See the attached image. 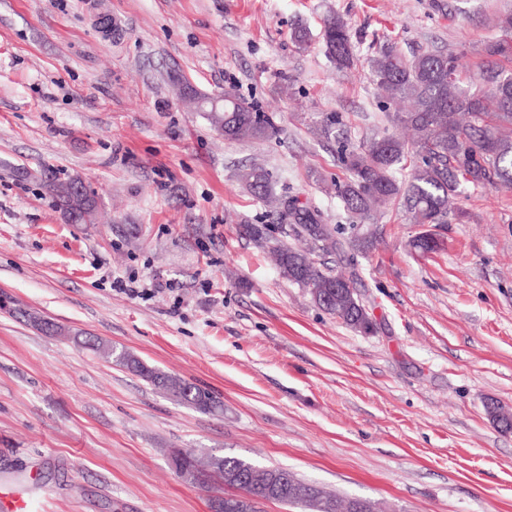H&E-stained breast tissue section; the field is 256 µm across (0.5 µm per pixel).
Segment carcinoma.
<instances>
[{
	"instance_id": "cac0c4a2",
	"label": "carcinoma",
	"mask_w": 512,
	"mask_h": 512,
	"mask_svg": "<svg viewBox=\"0 0 512 512\" xmlns=\"http://www.w3.org/2000/svg\"><path fill=\"white\" fill-rule=\"evenodd\" d=\"M501 35L481 48L484 57L477 77L464 76L457 63L459 53L431 51L411 58L395 46L383 47L370 60L373 82L383 105L409 100L407 111L386 112L389 127L359 143L348 139L342 115L331 113L316 121L321 138L336 144V198L348 223L327 224L321 210L297 198L277 194L272 175L263 167L240 170L238 180L252 194L271 203L275 224H240V235L268 249L283 277L309 291L313 302L346 326L368 331L371 322L357 288V257L375 249L377 225L373 214L393 203L401 206L408 223L420 226L446 224L448 216L464 217L461 207L450 203L467 188L512 187V13L497 20ZM326 55L340 71L354 65L349 29L331 18L325 27ZM200 111L224 138L238 142L268 140L277 128L251 103L224 95V111L211 109L212 97L193 90ZM72 178L51 179L47 189L66 221L78 223L69 202ZM421 253L442 248L436 234L423 231L411 241ZM336 255L349 269H338L318 261ZM88 347L112 358L116 364L165 392L176 401L203 413L222 409L213 393L193 383L147 366L126 350H117L88 339ZM178 476L193 483L204 482L214 473L224 481V495L211 501V512H260V504L245 497L251 493L266 502L295 505L308 512H353L357 499L327 492L296 478L280 467L261 466L238 457L211 458L202 465L195 454L183 449L170 455Z\"/></svg>"
}]
</instances>
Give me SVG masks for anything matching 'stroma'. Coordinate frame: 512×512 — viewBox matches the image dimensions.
<instances>
[{
  "label": "stroma",
  "instance_id": "1",
  "mask_svg": "<svg viewBox=\"0 0 512 512\" xmlns=\"http://www.w3.org/2000/svg\"><path fill=\"white\" fill-rule=\"evenodd\" d=\"M512 0H0V495L32 512H211L224 485L185 482L174 448L280 465L380 512H512V190L468 192V219L377 213L357 264L371 333L320 309L237 232L276 217L238 180L346 215L330 187L337 112L353 142L385 124L369 60L462 52L471 72ZM115 25L97 29V12ZM347 23L355 65L323 32ZM309 39L298 46L295 27ZM269 116L268 141L224 139L171 75ZM81 177L93 223L45 184ZM136 280L145 297L116 289ZM61 326L46 331L42 323ZM207 389L206 414L87 349L88 337ZM324 46L326 55L340 71L351 69L354 65L349 29L336 17L331 18L325 27ZM73 180L72 177H69L65 180L59 179H51L47 183V189L51 196L54 199L55 206L61 214L66 218V221L71 224H87L91 221L93 215L89 220L79 221L74 218L76 211L73 206H71L68 198L70 196L69 192V184Z\"/></svg>",
  "mask_w": 512,
  "mask_h": 512
}]
</instances>
